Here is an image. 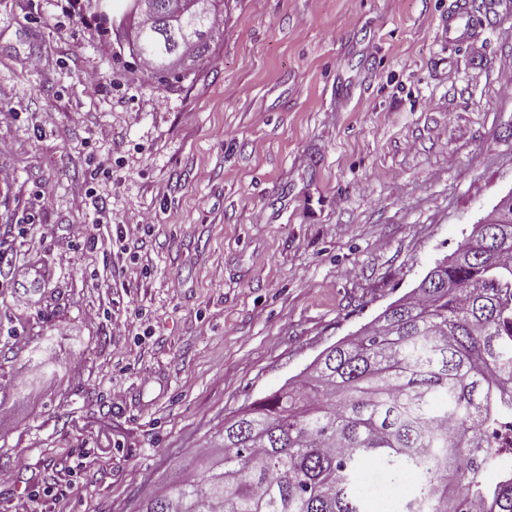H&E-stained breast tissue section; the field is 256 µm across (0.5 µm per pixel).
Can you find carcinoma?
<instances>
[{
  "instance_id": "cac0c4a2",
  "label": "carcinoma",
  "mask_w": 512,
  "mask_h": 512,
  "mask_svg": "<svg viewBox=\"0 0 512 512\" xmlns=\"http://www.w3.org/2000/svg\"><path fill=\"white\" fill-rule=\"evenodd\" d=\"M205 15L195 57L223 32ZM151 51L132 50L160 84L159 56L177 52L165 17L146 12ZM478 240L438 263L412 296L391 304L357 336L329 348L294 391L254 401L218 429L201 472L177 475L136 512H367L357 479L370 463L417 476L400 512H512V474L479 480L493 464L489 429L512 415V223L484 224Z\"/></svg>"
}]
</instances>
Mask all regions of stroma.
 Listing matches in <instances>:
<instances>
[{
    "mask_svg": "<svg viewBox=\"0 0 512 512\" xmlns=\"http://www.w3.org/2000/svg\"><path fill=\"white\" fill-rule=\"evenodd\" d=\"M451 2L224 0L166 88L130 25L0 0V512L33 491L42 512H133L512 191V0H467L457 44ZM73 481L87 495L62 499ZM406 484L373 467L361 492L398 512ZM448 11V40L459 43L463 41L470 28V17L466 10V2L454 1ZM221 11H208L205 15L204 19V27L201 30H196L194 33V38L191 42L195 44V58H202L206 56L209 51L210 41L214 38L215 35L223 34V29L220 26L224 24V18L219 16L215 19V23L213 18L217 15H220Z\"/></svg>",
    "mask_w": 512,
    "mask_h": 512,
    "instance_id": "obj_1",
    "label": "stroma"
}]
</instances>
